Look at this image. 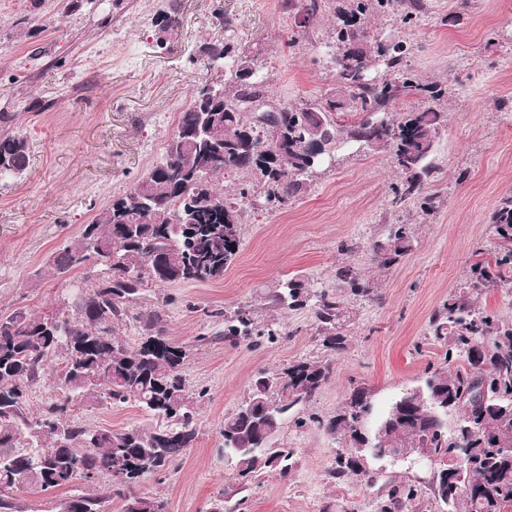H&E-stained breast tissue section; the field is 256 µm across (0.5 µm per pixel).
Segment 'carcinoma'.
Segmentation results:
<instances>
[{
    "instance_id": "obj_1",
    "label": "carcinoma",
    "mask_w": 512,
    "mask_h": 512,
    "mask_svg": "<svg viewBox=\"0 0 512 512\" xmlns=\"http://www.w3.org/2000/svg\"><path fill=\"white\" fill-rule=\"evenodd\" d=\"M335 87L312 107H281L264 119L250 102L266 93L264 79L248 53L227 46L205 48L209 68L224 71V100L195 91L166 148V158L150 168L126 194L112 200L79 237L47 258L45 270L62 276L90 262L105 266L97 286L77 298L82 320L46 318L24 310L0 315V489L32 484L54 490L100 471L115 484L131 486L161 473L192 447L198 419L182 366L186 352L173 345L159 312L149 315L140 344L129 347L113 335L112 323L128 315L146 283L156 285L219 281L241 247L242 212L224 200L212 182L224 170L259 178L265 203L274 208L300 195L308 177L345 142L389 154L400 174L393 203L412 202L426 216L439 208L426 191L435 168L429 162L447 121L441 105L446 88L420 80L407 61L406 46L381 50L366 25L373 15L394 14L400 23L418 20L420 0H334ZM418 96L428 105L396 119L386 109ZM353 112L346 128L333 113ZM29 162L27 138L0 134V180L16 178ZM149 221L138 222L142 212ZM490 224L497 237L494 261H477L462 290L429 319L428 336L444 356L423 385L381 406L370 389L354 386L346 406L323 419L295 416L330 377L328 363L302 361L261 377L243 407L224 416L220 430L224 456L239 475L275 472L286 476L296 451L275 441L287 420L312 424L338 441L333 478L356 475L372 486L377 473L366 467L382 449L401 448L438 465L434 491L442 512H505L512 509V322L479 308L472 293L512 284V192L495 206ZM414 246L411 224H391L371 247L372 261L389 269ZM372 293L373 285L351 265L336 270V286L309 288L291 278L273 300L289 309L311 307L323 345L344 348L349 317L342 290ZM275 340L272 327L255 326L238 311L224 318V337ZM66 354L52 370L61 399L38 418L29 416L26 395L47 373L53 355ZM99 399L135 402L151 417L147 427L86 428L70 420L68 405ZM367 410L359 423L354 406ZM469 456L457 474L448 462L453 449ZM101 496H74L67 512H103ZM418 491L409 483L389 487L378 512H418ZM122 512H165L151 496L124 497Z\"/></svg>"
}]
</instances>
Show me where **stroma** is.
Here are the masks:
<instances>
[{
    "instance_id": "1",
    "label": "stroma",
    "mask_w": 512,
    "mask_h": 512,
    "mask_svg": "<svg viewBox=\"0 0 512 512\" xmlns=\"http://www.w3.org/2000/svg\"><path fill=\"white\" fill-rule=\"evenodd\" d=\"M424 3L416 24L380 16L368 27L379 40L411 46L419 77L448 90V122L428 186L443 198L433 219L421 220L411 203L393 207L397 175L387 153L353 144L337 149L304 193L275 210L265 206L251 174L220 173L214 184L244 214L240 252L223 280L147 285L128 318L115 323V336L135 346L143 318L160 311L168 338L187 353L189 383L208 390L198 404L193 447L169 472L132 488L164 500L166 512H376L393 480L412 483L426 512H439L427 461H371L380 477L370 487L354 475L337 481L328 475L336 441L289 422L278 440L297 452L292 471L244 479L225 459L219 434L225 415L262 374L299 361L332 367L301 409L304 417L335 415L355 384H366L382 402L421 385L443 355L428 339L431 314L464 286L472 263L494 253L489 217L512 190V0ZM334 22L325 5L300 24L286 0H0V113H13L11 131L30 143L26 172L0 182V315L23 309L78 321L77 297L97 283L100 267L58 278L44 273V263L163 158L174 110L216 78L204 46L251 51L272 104L309 107L334 86ZM243 187L248 197H240ZM401 221L415 225L414 247L392 268H378L371 247ZM350 241L360 249L340 251ZM343 265L358 268L374 292L347 297L345 347L333 351L323 346L311 309L277 307L270 296L291 277L313 288L331 285ZM240 309L273 323L281 338H225V315ZM69 415L90 428L150 422L132 402L81 400ZM78 493L105 496L106 512H121L123 500L105 474L50 492L4 496L14 512H58Z\"/></svg>"
}]
</instances>
